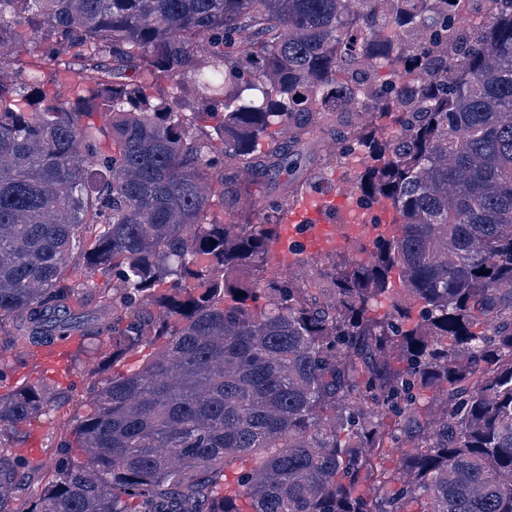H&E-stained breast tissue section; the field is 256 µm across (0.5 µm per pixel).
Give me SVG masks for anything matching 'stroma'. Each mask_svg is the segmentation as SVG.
I'll return each mask as SVG.
<instances>
[{"label": "stroma", "instance_id": "1", "mask_svg": "<svg viewBox=\"0 0 512 512\" xmlns=\"http://www.w3.org/2000/svg\"><path fill=\"white\" fill-rule=\"evenodd\" d=\"M32 72L39 74L41 89L47 97L72 104L76 103L87 79L79 61L67 56L47 60L35 44L26 43L19 53L17 77L22 80ZM102 343V337H87L69 355V370L65 377L52 380L47 379L37 359L36 347L9 344L0 350L10 363L13 384H38L46 379L52 390L63 395L45 415L34 419L21 437L0 447V476L9 486L5 512H23L43 491L62 454L61 447L69 439L70 425L80 412L89 387L111 376V361L100 356ZM20 458L30 459V468L13 470L14 460Z\"/></svg>", "mask_w": 512, "mask_h": 512}]
</instances>
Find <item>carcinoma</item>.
Segmentation results:
<instances>
[{"mask_svg": "<svg viewBox=\"0 0 512 512\" xmlns=\"http://www.w3.org/2000/svg\"><path fill=\"white\" fill-rule=\"evenodd\" d=\"M27 37L107 121L0 76V328L151 352L90 390L26 512H512V0H0L1 69ZM336 121L399 231L303 290L265 276L277 225L228 218L243 171L288 205ZM81 247L112 273L92 313ZM51 404L0 394V438ZM68 282L78 285L80 293L85 299L88 309H94L99 302V296L104 289V284L111 283L110 276L102 271H92L83 264L79 253L74 255L65 273Z\"/></svg>", "mask_w": 512, "mask_h": 512, "instance_id": "carcinoma-1", "label": "carcinoma"}]
</instances>
